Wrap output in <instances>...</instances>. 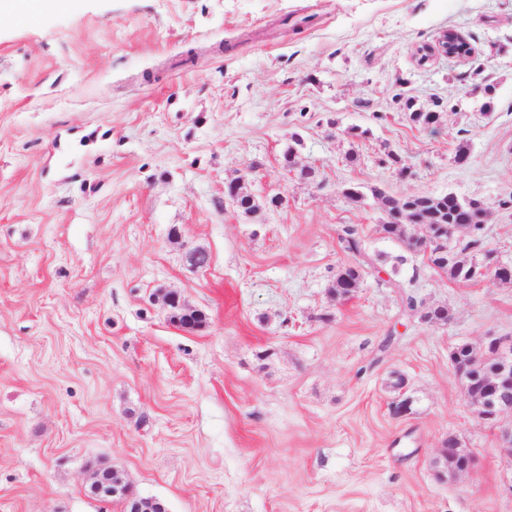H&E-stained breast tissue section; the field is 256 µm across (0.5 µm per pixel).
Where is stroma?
<instances>
[{
	"mask_svg": "<svg viewBox=\"0 0 512 512\" xmlns=\"http://www.w3.org/2000/svg\"><path fill=\"white\" fill-rule=\"evenodd\" d=\"M448 29L471 56L419 64ZM233 181L285 202L244 215ZM377 189L482 201L489 260L512 264V0H71L1 20L0 512H124L87 492L103 467L168 512H512V444L449 359L512 336V284L450 281L385 237ZM345 224L376 268L339 300ZM171 291L201 328L171 322ZM451 436L475 465L443 480Z\"/></svg>",
	"mask_w": 512,
	"mask_h": 512,
	"instance_id": "1",
	"label": "stroma"
}]
</instances>
